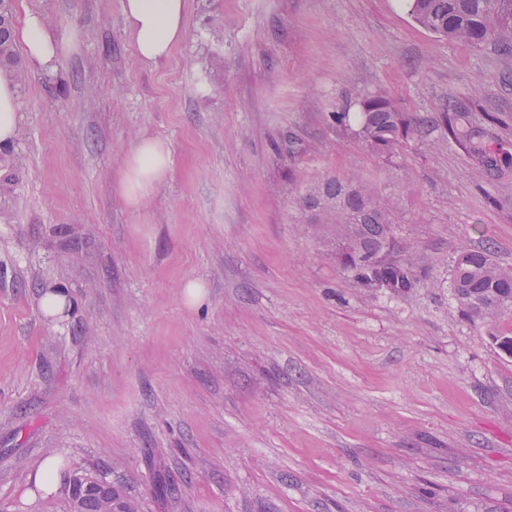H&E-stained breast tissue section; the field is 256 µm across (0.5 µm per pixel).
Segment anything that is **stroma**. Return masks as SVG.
I'll use <instances>...</instances> for the list:
<instances>
[{
	"mask_svg": "<svg viewBox=\"0 0 512 512\" xmlns=\"http://www.w3.org/2000/svg\"><path fill=\"white\" fill-rule=\"evenodd\" d=\"M121 5L11 3L78 45L25 71L0 151V512H67L29 480L49 455L142 512H512V357L448 286L463 245L512 267V54L403 0H187L147 66ZM378 89L487 119L498 166L456 143L382 162L332 118ZM143 135L171 166L133 209L116 180ZM351 172L393 194L415 287L365 285L306 223L300 190ZM53 286L73 307L48 319Z\"/></svg>",
	"mask_w": 512,
	"mask_h": 512,
	"instance_id": "1",
	"label": "stroma"
}]
</instances>
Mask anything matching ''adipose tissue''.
<instances>
[{
    "mask_svg": "<svg viewBox=\"0 0 512 512\" xmlns=\"http://www.w3.org/2000/svg\"><path fill=\"white\" fill-rule=\"evenodd\" d=\"M124 32L138 58L152 65L169 58L187 34L186 0H122ZM14 38L34 71L55 70L75 47V34L51 25L42 13L26 11ZM19 104L16 83L0 72V147L16 137ZM168 144L151 136L129 147L117 178V189L132 208H139L166 179L170 169Z\"/></svg>",
    "mask_w": 512,
    "mask_h": 512,
    "instance_id": "ef3b65f1",
    "label": "adipose tissue"
}]
</instances>
